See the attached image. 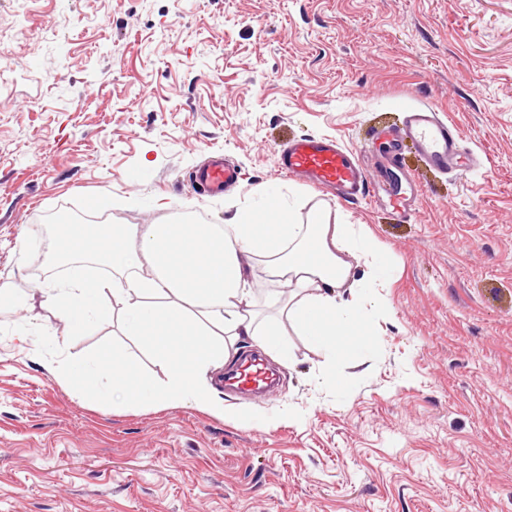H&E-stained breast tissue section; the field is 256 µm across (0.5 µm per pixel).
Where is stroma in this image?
Here are the masks:
<instances>
[{"label":"stroma","mask_w":512,"mask_h":512,"mask_svg":"<svg viewBox=\"0 0 512 512\" xmlns=\"http://www.w3.org/2000/svg\"><path fill=\"white\" fill-rule=\"evenodd\" d=\"M461 128L478 167L429 168L396 204L346 203L278 170L289 140L337 138L377 161L398 101ZM213 154L239 184L192 181ZM276 190L361 225L393 277L367 363L345 390L288 333L293 363L267 398L114 412L51 365L115 344L128 379L166 372L119 315L79 336L27 297L48 215L111 224H220ZM0 512H512V0H0Z\"/></svg>","instance_id":"stroma-1"}]
</instances>
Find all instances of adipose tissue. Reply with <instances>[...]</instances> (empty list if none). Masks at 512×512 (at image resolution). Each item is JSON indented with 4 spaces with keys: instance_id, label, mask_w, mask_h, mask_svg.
Returning <instances> with one entry per match:
<instances>
[{
    "instance_id": "1",
    "label": "adipose tissue",
    "mask_w": 512,
    "mask_h": 512,
    "mask_svg": "<svg viewBox=\"0 0 512 512\" xmlns=\"http://www.w3.org/2000/svg\"><path fill=\"white\" fill-rule=\"evenodd\" d=\"M257 195L275 223H259L244 211L221 226L70 225L49 256L66 265V274L39 286L41 308L65 315L72 335L119 309L123 335L147 347L168 378L128 381L119 345L105 358L91 353L58 364L56 378L116 412L189 405L254 425V415L219 403L205 376L221 370L246 342L273 350L280 363L291 361L279 326L260 322L250 280L257 260L271 284L289 290L288 324L324 359L318 383L344 388V363L366 362L368 311L384 308L380 290L390 267L378 243L354 225L331 223L322 211L298 222L277 192L264 188ZM358 258L364 261L359 273Z\"/></svg>"
}]
</instances>
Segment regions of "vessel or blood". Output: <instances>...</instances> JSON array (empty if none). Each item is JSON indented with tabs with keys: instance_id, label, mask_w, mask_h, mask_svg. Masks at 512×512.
<instances>
[{
	"instance_id": "obj_1",
	"label": "vessel or blood",
	"mask_w": 512,
	"mask_h": 512,
	"mask_svg": "<svg viewBox=\"0 0 512 512\" xmlns=\"http://www.w3.org/2000/svg\"><path fill=\"white\" fill-rule=\"evenodd\" d=\"M404 112L402 127L387 135L390 149L385 162L377 163L374 170H366L356 152L336 139L313 134L287 142L278 153L277 167L282 174L337 200L354 203L374 194L384 171L399 165L396 147L405 138L411 139L426 161L441 172L455 174L476 164L475 154L463 145L461 129L453 121L439 118L433 106H408ZM193 181L208 194L219 196L238 185L239 172L230 162L213 159L196 171ZM272 381L264 361L248 356L225 378L226 385H248L259 392L266 391Z\"/></svg>"
}]
</instances>
